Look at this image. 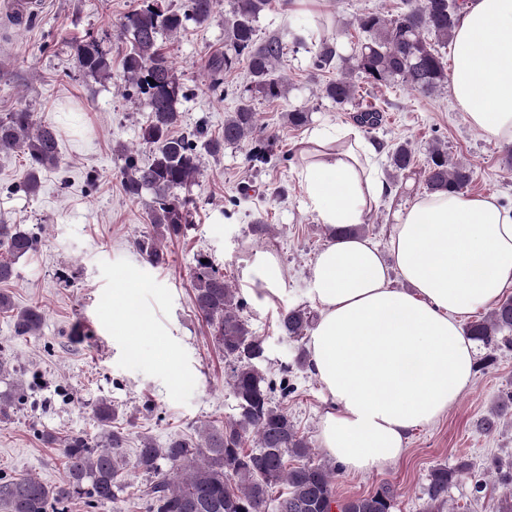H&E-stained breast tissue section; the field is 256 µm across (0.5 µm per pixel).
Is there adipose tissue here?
Returning a JSON list of instances; mask_svg holds the SVG:
<instances>
[{
    "label": "adipose tissue",
    "instance_id": "ef3b65f1",
    "mask_svg": "<svg viewBox=\"0 0 512 512\" xmlns=\"http://www.w3.org/2000/svg\"><path fill=\"white\" fill-rule=\"evenodd\" d=\"M449 89L471 126L512 147V0H465L452 40ZM298 176L318 221L335 235L316 257L306 294L319 308L308 368L328 407L323 451L347 471H383L411 430L436 423L470 387L476 345L463 323L512 288V209L495 197L433 193L398 218L387 250L354 233L388 193L380 145L357 130L313 134ZM261 302L285 286L272 252L248 261ZM138 286L113 293L112 328L166 345L141 313Z\"/></svg>",
    "mask_w": 512,
    "mask_h": 512
}]
</instances>
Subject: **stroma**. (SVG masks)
Segmentation results:
<instances>
[{"instance_id":"1","label":"stroma","mask_w":512,"mask_h":512,"mask_svg":"<svg viewBox=\"0 0 512 512\" xmlns=\"http://www.w3.org/2000/svg\"><path fill=\"white\" fill-rule=\"evenodd\" d=\"M135 3L40 0L37 13L20 22L11 12V0H0V115L27 107L55 124L60 148L58 167L42 172L41 189L34 196L19 187L25 155L0 153V219L38 239L34 251L16 259V276L0 285V291L11 296L16 310L37 305L43 312L39 330L27 338L16 336L13 313H0V359L7 363L0 392L18 397L10 420L0 422V473L60 483L63 439L81 434L100 442L103 429L93 409L103 400L115 409V424L125 433V473L138 486L147 481L132 467L142 439H195L235 416L224 353L193 307L190 271L201 253L223 271L244 301L241 317L264 340V368L289 366L294 390L283 405L312 444L313 460L326 461L317 445L326 407L322 386L303 364L305 340L288 337L277 326L281 312L311 307L307 276L327 242L298 177L301 142L317 128L355 126L358 107L375 104L383 111L382 120L363 129V136L387 150L401 141L411 143L414 165L398 174L383 167L390 192L366 224V236L383 249L399 214L427 193L424 165L432 144L447 148L451 161L473 167L469 193L498 196L508 207L512 168L501 148L469 124L449 89L423 97L400 85L375 89L363 83L355 103L339 107L323 98L321 88L331 74L313 69L306 47H287L284 98L251 94L241 64L212 83L202 64L224 50V15L231 4L218 0L207 23L187 22L176 37L162 42L182 85L175 132L189 136L201 127L219 135L227 112L248 97L265 131L275 136L274 154L266 164L251 161L255 145L249 142L225 147L216 156L203 155L200 173L186 190L194 200L193 226L185 236L164 241L165 264H150L135 248L149 229L147 207L125 196L121 175L124 153L142 160L148 156L140 139L148 118L145 101L128 88L120 64H113L110 80L99 81L79 70L71 50L90 33L112 57H120L118 25ZM404 7L405 0H326L318 16L305 0L294 7L289 0H274L257 22L258 38L284 34L289 26H311L322 17L325 36L347 55L359 37L355 19L361 12L394 14ZM295 108L309 114L306 126L298 129L285 119ZM258 219L269 224L268 235L253 234L251 226ZM258 251L274 252L285 274L282 293L264 307L250 294L243 275L246 259ZM126 273L145 286L140 304L152 311L167 335L170 347L164 354L129 356L126 337L112 333V293ZM172 362L187 373L186 381L169 370ZM511 391L512 349L478 347L473 382L461 398L436 424L413 430L406 454L392 467L367 473L339 470L338 498L388 485L394 494L391 512H422L431 468H457L466 462L470 468L450 486L443 512H499L505 494L500 482L487 478L478 493L473 476L490 459L512 462V416L502 417L490 434L479 426L500 396ZM48 433L54 442L45 441Z\"/></svg>"}]
</instances>
